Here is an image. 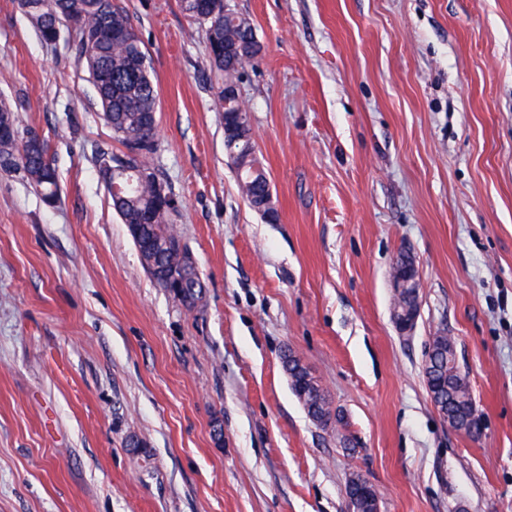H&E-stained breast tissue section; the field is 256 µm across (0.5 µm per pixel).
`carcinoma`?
Masks as SVG:
<instances>
[{"label":"carcinoma","mask_w":512,"mask_h":512,"mask_svg":"<svg viewBox=\"0 0 512 512\" xmlns=\"http://www.w3.org/2000/svg\"><path fill=\"white\" fill-rule=\"evenodd\" d=\"M211 5L217 8L212 20L217 30L212 34L207 29L205 34L208 58L217 76L214 108L220 112L224 126L243 124L248 127L249 110L239 104L241 94L228 95L226 91L240 87L245 66L260 60L262 45L247 17L235 11L224 14V0H179L184 16L199 25L202 24L199 15ZM17 6L27 16L38 15L34 27L45 44H55L65 31L72 38L76 63L94 86L101 119L125 148L121 155L112 153L109 148L95 151L96 164L109 186L112 209L128 225L139 224L145 214H152L144 236L163 247L143 255V265L160 287L182 304L193 306L201 289L176 290L165 277V270L172 267H182L186 274L195 275L187 248H165L168 241L177 237L173 224L180 216L178 201L173 194L168 200L156 198L154 182L141 181L134 173L139 169L162 178L154 165L159 95L150 76L147 50L129 13L114 0H17ZM2 123L13 126L16 135L0 138V171L28 183L46 205H56L60 189L49 140L31 129L20 131L14 107L0 97ZM224 149L231 164L241 169V194L249 205H254L269 187L265 168L256 155L246 162L241 161L237 156L238 146L229 139L224 140ZM433 343L439 353L435 365L431 366L428 384L439 388L448 425L454 429L453 420H463L469 415L467 403L471 396L465 378L455 365L448 337L436 336ZM282 365L293 393H298L301 385L307 388L308 416L319 425H328L331 404L318 380L310 375L309 368L290 351L282 355Z\"/></svg>","instance_id":"1"}]
</instances>
